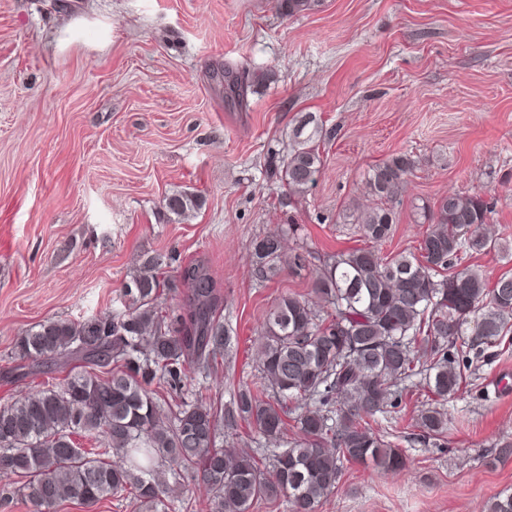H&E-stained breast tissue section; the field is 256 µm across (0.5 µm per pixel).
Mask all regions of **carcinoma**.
I'll use <instances>...</instances> for the list:
<instances>
[{
  "instance_id": "carcinoma-1",
  "label": "carcinoma",
  "mask_w": 512,
  "mask_h": 512,
  "mask_svg": "<svg viewBox=\"0 0 512 512\" xmlns=\"http://www.w3.org/2000/svg\"><path fill=\"white\" fill-rule=\"evenodd\" d=\"M325 139L313 117L302 119L279 166L289 195L302 196L315 184ZM416 164L401 154L372 167L366 191L373 204L357 207L354 221L373 245L320 260L314 299H274L258 331L261 385L243 383L225 412L195 394L167 413L159 403V390L183 389L191 368L212 365L231 345L220 300L198 266L183 273L191 297L176 327L157 304L164 286L157 255L126 283L124 310L28 330L15 356L30 367L23 376L42 381L0 404V473L16 478L10 493L39 512L61 501L90 505L118 494L153 512H172L156 470L166 462L174 476L208 487L209 512H250L259 500L281 497L292 512H316L345 461L389 472L405 468L404 452L370 421L388 417L392 396L423 376L433 398L419 426L430 436L442 434L444 404L466 381L460 356L491 344L512 319L511 273L491 282L478 268L455 269L467 256L512 254L502 238L482 232L491 208L480 195L449 194L419 207L431 228L417 254L387 256L374 247L388 236L394 204ZM200 205L187 193L164 203L178 218ZM297 231L284 224L278 234L255 240L259 278L285 269L284 241ZM470 318L475 337L450 342ZM60 369L67 374L52 381ZM226 417L247 423L256 440L282 445L271 469L221 445ZM85 440L93 447H83ZM487 512H512V493L494 496Z\"/></svg>"
}]
</instances>
